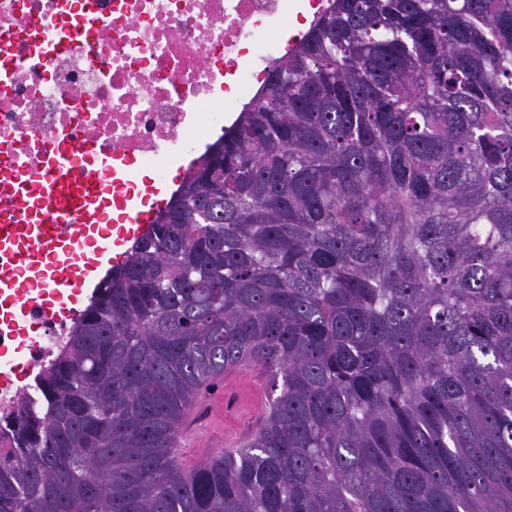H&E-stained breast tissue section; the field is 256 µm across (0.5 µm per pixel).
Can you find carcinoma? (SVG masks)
<instances>
[{"label":"carcinoma","mask_w":512,"mask_h":512,"mask_svg":"<svg viewBox=\"0 0 512 512\" xmlns=\"http://www.w3.org/2000/svg\"><path fill=\"white\" fill-rule=\"evenodd\" d=\"M110 270L0 512H512V0H333ZM272 380L246 444L173 448ZM247 366H240L207 388L211 396L222 397L224 402V416L222 423L217 425L218 430L224 434H243L254 432L263 416L264 406L267 404L266 378L254 373L252 378H240L237 375H246ZM203 441V434L195 427V424L188 423L182 428L178 439L179 448H176L177 453L180 452L181 448H194L193 450L185 451L184 455L179 457L178 461L183 467L195 465L222 451V448H197L203 444Z\"/></svg>","instance_id":"cac0c4a2"}]
</instances>
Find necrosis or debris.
Masks as SVG:
<instances>
[{
    "label": "necrosis or debris",
    "mask_w": 512,
    "mask_h": 512,
    "mask_svg": "<svg viewBox=\"0 0 512 512\" xmlns=\"http://www.w3.org/2000/svg\"><path fill=\"white\" fill-rule=\"evenodd\" d=\"M331 0H0V226L36 217L39 176L58 152L111 155L89 209L143 206L169 168L190 169L268 68L301 41L293 24ZM27 254L30 288L0 295V417L32 394L81 312H47L44 263L23 237L0 253V282Z\"/></svg>",
    "instance_id": "1"
}]
</instances>
